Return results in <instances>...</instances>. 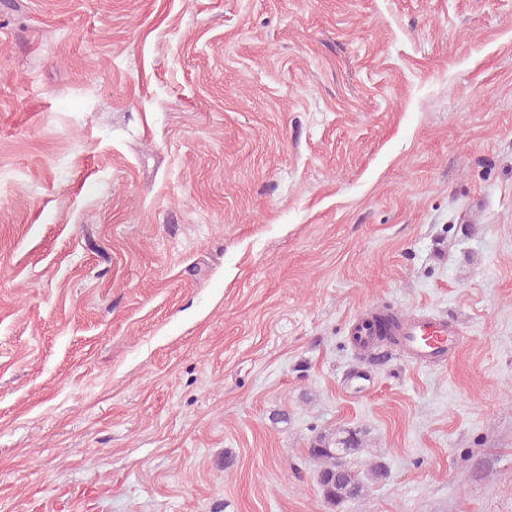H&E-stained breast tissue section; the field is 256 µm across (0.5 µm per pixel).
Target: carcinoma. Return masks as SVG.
I'll list each match as a JSON object with an SVG mask.
<instances>
[{"label": "carcinoma", "instance_id": "1", "mask_svg": "<svg viewBox=\"0 0 512 512\" xmlns=\"http://www.w3.org/2000/svg\"><path fill=\"white\" fill-rule=\"evenodd\" d=\"M362 446L357 433L344 429L320 434L313 441L309 452L320 461L317 481L328 503L338 506L359 500L365 496L368 483L385 478L381 464H372L364 473L349 466L347 457L362 451Z\"/></svg>", "mask_w": 512, "mask_h": 512}]
</instances>
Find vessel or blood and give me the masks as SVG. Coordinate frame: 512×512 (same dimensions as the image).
Wrapping results in <instances>:
<instances>
[{
	"label": "vessel or blood",
	"mask_w": 512,
	"mask_h": 512,
	"mask_svg": "<svg viewBox=\"0 0 512 512\" xmlns=\"http://www.w3.org/2000/svg\"><path fill=\"white\" fill-rule=\"evenodd\" d=\"M397 334L402 353L418 364L448 361L463 336L456 323L424 316L400 320Z\"/></svg>",
	"instance_id": "1"
}]
</instances>
